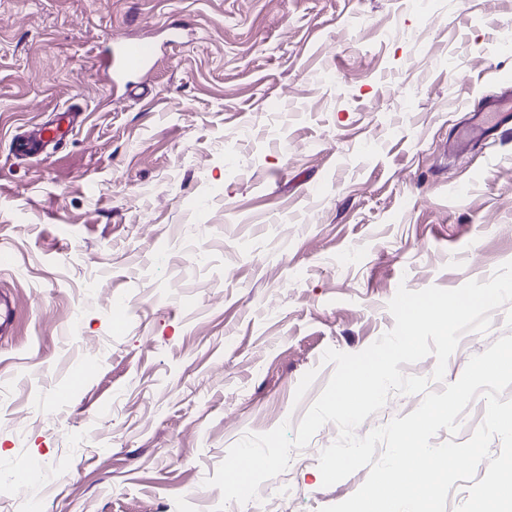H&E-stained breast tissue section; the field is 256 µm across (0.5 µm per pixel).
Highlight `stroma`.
I'll return each instance as SVG.
<instances>
[{
    "instance_id": "stroma-1",
    "label": "stroma",
    "mask_w": 512,
    "mask_h": 512,
    "mask_svg": "<svg viewBox=\"0 0 512 512\" xmlns=\"http://www.w3.org/2000/svg\"><path fill=\"white\" fill-rule=\"evenodd\" d=\"M147 39L143 70L110 65ZM512 91V0H0V512L30 461L40 512H215L245 434L298 426L334 372L394 326L399 286L486 282L512 261V135L461 146ZM83 112L23 159L14 137ZM127 303L115 327L112 304ZM512 335L464 333L443 392ZM325 424L287 493L235 512H320Z\"/></svg>"
}]
</instances>
